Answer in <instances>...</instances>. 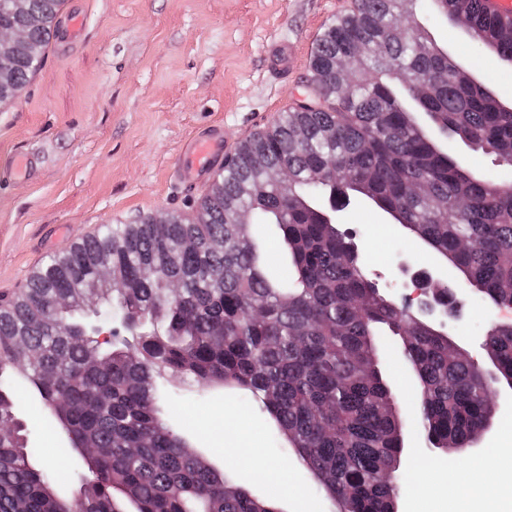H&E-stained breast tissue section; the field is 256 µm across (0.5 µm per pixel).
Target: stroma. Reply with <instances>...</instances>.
Segmentation results:
<instances>
[{"label": "stroma", "mask_w": 512, "mask_h": 512, "mask_svg": "<svg viewBox=\"0 0 512 512\" xmlns=\"http://www.w3.org/2000/svg\"><path fill=\"white\" fill-rule=\"evenodd\" d=\"M80 12L83 31L66 53L48 49L42 67L19 100L0 113V297L18 292L31 272L68 246V236L91 237L108 223L121 224L139 214L181 209L187 187L175 170L187 140L218 123L234 150L309 92L310 62L316 40L354 0H70ZM430 0H420L415 20L434 41L461 57L471 71L490 80L494 93L512 100V66L490 54L472 53L464 32L429 16ZM289 54L287 68L272 66L274 53ZM35 160L34 170L17 175L15 155ZM340 229L358 247L372 280L401 299L405 281L400 259L421 268L429 254L401 226L382 218L364 199H351ZM512 322V307H491L476 295L465 296L459 319L448 333L478 345L490 325ZM382 367L413 408L412 379L401 358L398 339L383 338ZM14 398L36 461L58 470V486L75 494L81 473L77 450L62 447L55 422L16 384ZM165 415L234 481L246 482L264 497L265 485L245 481L236 449L212 447L209 438L226 432L248 433L258 418L241 392L198 391L178 383L163 391ZM416 425L404 434L407 446L399 475L402 500L428 504L433 456L416 446ZM257 466L279 467L301 487L310 512H335L333 501L314 479L281 449L271 420L260 428Z\"/></svg>", "instance_id": "stroma-1"}]
</instances>
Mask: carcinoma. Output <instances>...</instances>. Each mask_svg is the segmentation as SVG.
I'll list each match as a JSON object with an SVG mask.
<instances>
[{
    "label": "carcinoma",
    "mask_w": 512,
    "mask_h": 512,
    "mask_svg": "<svg viewBox=\"0 0 512 512\" xmlns=\"http://www.w3.org/2000/svg\"><path fill=\"white\" fill-rule=\"evenodd\" d=\"M60 0L0 9V26L24 29L0 75V106L12 104L41 67L56 34ZM418 0H359L331 25L313 55L312 97L245 140L199 197L192 217L167 224L139 215L110 224L28 279L0 307V512H65L55 470L34 464L37 449L17 421L14 371L48 405L58 425L104 444L87 460L79 512H276L234 483L160 409L162 382L247 391L275 423L286 453L336 502L337 512H394L397 471L409 424L382 370V333L399 338L416 380L413 414L436 453L471 447L494 415L491 385L512 386V328L491 325L494 373L448 355V337L380 292L352 240L326 223L322 203L362 196L448 261L484 302L512 304V186L477 180L429 135L460 139L512 167V112L461 78L435 83L420 98L396 74L433 76L453 68L426 29L399 34ZM431 18H463L482 52L512 65V22L486 0H431ZM357 82L335 76L356 45ZM288 168V196L269 177ZM276 228L287 268L268 270L254 228ZM112 287L96 308L58 309L56 297L82 299L99 266ZM125 321L128 337L104 348L78 312Z\"/></svg>",
    "instance_id": "carcinoma-1"
}]
</instances>
